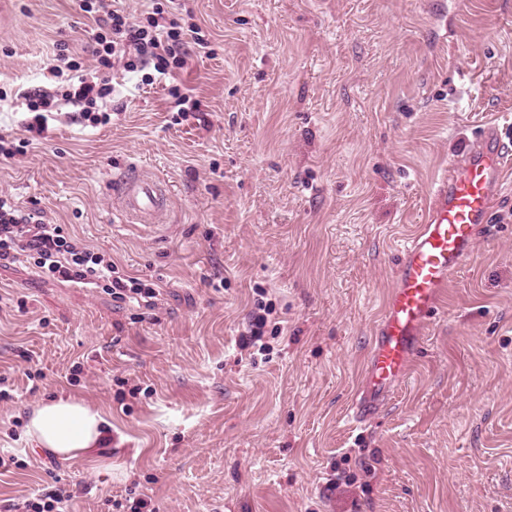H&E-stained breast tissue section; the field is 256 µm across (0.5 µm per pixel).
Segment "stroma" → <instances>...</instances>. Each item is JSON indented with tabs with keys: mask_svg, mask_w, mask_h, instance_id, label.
<instances>
[{
	"mask_svg": "<svg viewBox=\"0 0 512 512\" xmlns=\"http://www.w3.org/2000/svg\"><path fill=\"white\" fill-rule=\"evenodd\" d=\"M209 50L164 85L120 78L109 124L56 112L48 139L0 159V194L63 224L155 311L0 268V512L63 486L68 512H512V0H188ZM95 29L80 0H0V135L57 44ZM500 130L490 234L449 281L405 384L360 429L348 412L395 255L448 159ZM162 177L166 223H122L110 179ZM279 336L241 357L256 289ZM59 395L101 409L104 466L38 448L27 419Z\"/></svg>",
	"mask_w": 512,
	"mask_h": 512,
	"instance_id": "obj_1",
	"label": "stroma"
}]
</instances>
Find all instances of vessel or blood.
<instances>
[{"mask_svg": "<svg viewBox=\"0 0 512 512\" xmlns=\"http://www.w3.org/2000/svg\"><path fill=\"white\" fill-rule=\"evenodd\" d=\"M506 172L495 126L450 159L432 192L424 219L399 249L395 286L375 327L364 366L363 390L351 419L362 424L405 382L424 329L449 280L473 251L491 221V207ZM114 206L129 224H162L170 210L167 185L142 172L118 179Z\"/></svg>", "mask_w": 512, "mask_h": 512, "instance_id": "vessel-or-blood-1", "label": "vessel or blood"}]
</instances>
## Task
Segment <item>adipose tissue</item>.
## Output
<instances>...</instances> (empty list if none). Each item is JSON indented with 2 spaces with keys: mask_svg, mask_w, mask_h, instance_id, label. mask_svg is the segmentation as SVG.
<instances>
[{
  "mask_svg": "<svg viewBox=\"0 0 512 512\" xmlns=\"http://www.w3.org/2000/svg\"><path fill=\"white\" fill-rule=\"evenodd\" d=\"M107 421L99 409L76 399H52L32 412L27 434L40 448L65 459L98 462L106 440Z\"/></svg>",
  "mask_w": 512,
  "mask_h": 512,
  "instance_id": "adipose-tissue-1",
  "label": "adipose tissue"
}]
</instances>
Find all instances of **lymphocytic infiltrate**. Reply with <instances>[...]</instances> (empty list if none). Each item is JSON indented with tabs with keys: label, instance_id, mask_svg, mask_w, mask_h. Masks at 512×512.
I'll use <instances>...</instances> for the list:
<instances>
[{
	"label": "lymphocytic infiltrate",
	"instance_id": "f902f5d3",
	"mask_svg": "<svg viewBox=\"0 0 512 512\" xmlns=\"http://www.w3.org/2000/svg\"><path fill=\"white\" fill-rule=\"evenodd\" d=\"M81 7L97 25L90 59L70 53L66 47L58 48L53 64L46 69L45 85L25 95L30 114L26 138L15 142L0 136L1 157L12 158L30 139L44 137L49 114L63 102L77 108L81 118L91 119L93 125L108 123V113L94 117L90 110L113 96L115 88L107 76L111 69L141 73L145 84L167 80L168 96L178 116L185 119L199 111V101L184 92L174 77L187 67L191 47H207L208 41L199 27L182 25L178 0H154L151 11L137 18L110 0H82ZM149 66L154 76L145 75ZM22 256L46 277L90 285L111 295L113 301L133 302L148 311L157 305L156 289L142 284L140 278L121 274L110 257L65 233L62 225L44 223L0 195V264L13 263Z\"/></svg>",
	"mask_w": 512,
	"mask_h": 512
}]
</instances>
